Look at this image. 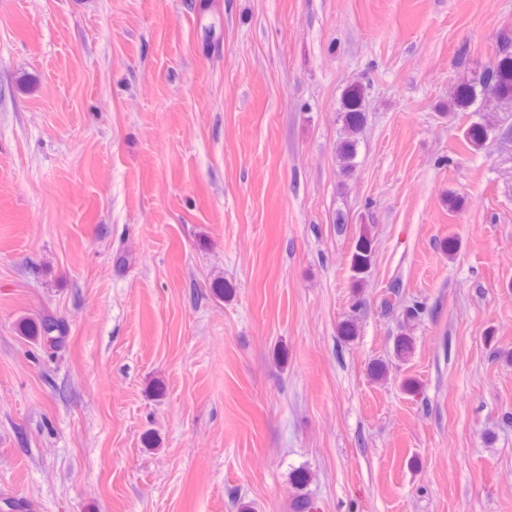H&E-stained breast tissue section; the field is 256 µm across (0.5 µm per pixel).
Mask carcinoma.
<instances>
[{
  "mask_svg": "<svg viewBox=\"0 0 512 512\" xmlns=\"http://www.w3.org/2000/svg\"><path fill=\"white\" fill-rule=\"evenodd\" d=\"M365 89L359 83L348 86L342 99L343 140L338 146V158L346 170L354 166L356 156L355 136L364 124ZM496 103L495 111L512 117V36L500 38L494 48L489 65L478 74L466 77L457 84L448 103V111L467 113L474 117L464 132L467 147L481 150L498 135L503 120L486 118L490 103ZM373 263L371 242L358 239L352 254L351 268L354 277L362 279ZM22 335L34 340L41 338L51 343L61 342L66 327L58 319L48 317L38 321L26 320L19 324Z\"/></svg>",
  "mask_w": 512,
  "mask_h": 512,
  "instance_id": "obj_1",
  "label": "carcinoma"
}]
</instances>
